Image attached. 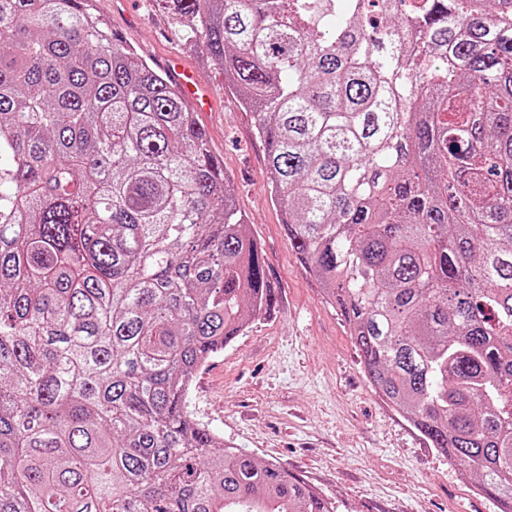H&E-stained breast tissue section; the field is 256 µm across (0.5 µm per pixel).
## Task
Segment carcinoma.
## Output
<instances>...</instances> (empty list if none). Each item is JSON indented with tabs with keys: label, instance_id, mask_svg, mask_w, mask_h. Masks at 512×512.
<instances>
[{
	"label": "carcinoma",
	"instance_id": "cac0c4a2",
	"mask_svg": "<svg viewBox=\"0 0 512 512\" xmlns=\"http://www.w3.org/2000/svg\"><path fill=\"white\" fill-rule=\"evenodd\" d=\"M155 2L371 389L512 512V0ZM265 278L171 74L95 0H0V512H335L186 408Z\"/></svg>",
	"mask_w": 512,
	"mask_h": 512
}]
</instances>
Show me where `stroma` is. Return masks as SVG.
Here are the masks:
<instances>
[{"instance_id":"stroma-1","label":"stroma","mask_w":512,"mask_h":512,"mask_svg":"<svg viewBox=\"0 0 512 512\" xmlns=\"http://www.w3.org/2000/svg\"><path fill=\"white\" fill-rule=\"evenodd\" d=\"M114 32L148 61L194 68L209 95L198 118L236 187V205L261 243L278 292L271 314L197 373L187 397L194 417L225 443L275 462L329 498L336 512H499L471 480L372 392L347 326L301 267L270 198L255 115L216 67L183 54L177 26L153 0H97Z\"/></svg>"}]
</instances>
